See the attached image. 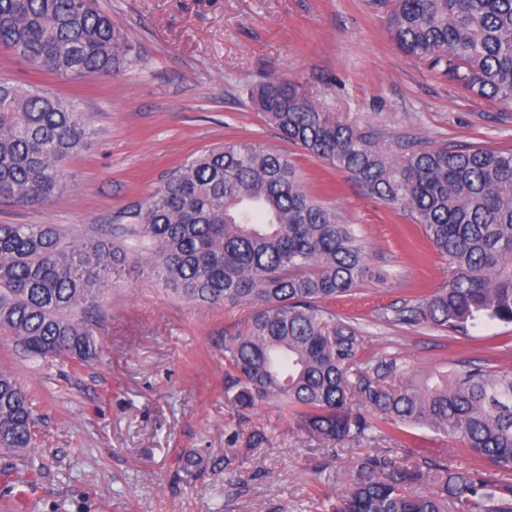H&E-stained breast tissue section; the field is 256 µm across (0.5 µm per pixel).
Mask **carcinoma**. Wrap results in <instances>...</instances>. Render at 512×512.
<instances>
[{
    "mask_svg": "<svg viewBox=\"0 0 512 512\" xmlns=\"http://www.w3.org/2000/svg\"><path fill=\"white\" fill-rule=\"evenodd\" d=\"M391 40L472 94L512 102V0H393ZM0 46L76 81L132 63L133 46L97 0H0ZM280 135L402 206L449 265L448 285L394 320L450 336L512 325V149L413 146L392 158L299 85L272 79L252 94ZM93 133L73 101L0 74V200L38 202L64 186V166ZM147 272L171 294L252 307L224 338V398L291 413L308 435L362 438L390 425L428 428L512 470V370L467 364L431 384L387 385L395 362L362 359V336L327 302L364 278L351 224L308 195L287 156L228 142L172 171L112 235L71 238L55 224H0V333L36 360L98 357L93 313L110 288ZM27 390L0 371V448L33 445ZM432 492L413 490L423 479ZM325 512H512V484L428 456L399 467L363 460Z\"/></svg>",
    "mask_w": 512,
    "mask_h": 512,
    "instance_id": "1",
    "label": "carcinoma"
}]
</instances>
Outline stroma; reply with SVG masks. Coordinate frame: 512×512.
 <instances>
[{"label": "stroma", "mask_w": 512, "mask_h": 512, "mask_svg": "<svg viewBox=\"0 0 512 512\" xmlns=\"http://www.w3.org/2000/svg\"><path fill=\"white\" fill-rule=\"evenodd\" d=\"M100 5L138 52L119 75L68 81L0 47V73L76 100L95 130L66 163L57 194L0 203V224L107 233L193 155L254 141L287 155L306 192L338 223L354 225L368 271L331 307L359 328L363 359L396 362L393 388L470 361L512 365V325L483 324L456 339L395 322L396 308L447 284V261L407 211L282 139L250 96L273 78L294 80L395 157L413 142L512 148V102L470 95L442 70L405 57L388 36V7L376 0ZM250 312L245 303L178 298L138 275L106 292L93 361H34L0 335V370L26 387L37 420L33 447L0 451V512H323L326 494L343 492L357 464L375 454L403 466L425 453L449 469L478 466L489 481L512 483V471L428 429L412 444L390 426L329 442L273 406L236 411L224 398V338ZM257 431L265 439L253 450ZM196 453L205 466L186 475L183 460ZM228 455L242 466L225 468ZM324 468L335 485L320 482Z\"/></svg>", "instance_id": "1"}]
</instances>
